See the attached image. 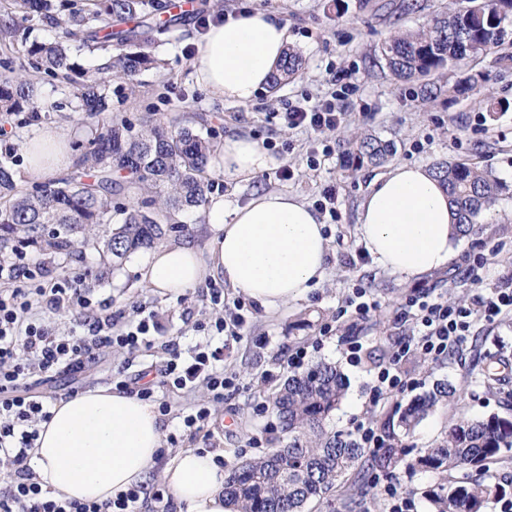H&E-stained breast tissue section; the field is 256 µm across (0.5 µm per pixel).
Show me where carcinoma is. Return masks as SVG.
Segmentation results:
<instances>
[{"label":"carcinoma","mask_w":512,"mask_h":512,"mask_svg":"<svg viewBox=\"0 0 512 512\" xmlns=\"http://www.w3.org/2000/svg\"><path fill=\"white\" fill-rule=\"evenodd\" d=\"M21 16L4 23L10 37L27 40L24 23L47 22L61 29L50 43L27 48L30 67L73 85L78 110L97 115L108 109L104 91L115 80L133 83L136 76L160 66L149 50L159 27L160 0H6ZM475 12L448 11L431 19L416 33H398L380 47L391 74L400 80L424 77L434 71L459 67L466 60L495 57L512 64L504 51L506 27L512 23V0H475ZM111 48L109 62L87 71L74 60L69 41L77 35ZM302 58L288 50L273 75L276 85L297 74ZM0 77V112H38L35 87L24 75L3 65ZM348 168L356 172L384 164L388 144L368 135L346 139ZM216 145L190 128L172 122L146 120L136 131L127 123L111 122L95 132L69 170L32 191L17 185L9 161L0 160V258L21 255L26 249L49 259L72 258L93 245L103 257L120 266L136 252L187 225L176 215L207 202L205 172ZM435 173L448 191L461 235L472 232L476 218L492 207L498 185L492 175L465 162L442 163ZM142 195L131 207H115L114 198L129 192ZM345 392L342 374L332 363L321 362L288 376L269 397L285 445L263 457L245 461L224 478V501L233 512H304L314 499L336 510L332 499L349 476L364 467L393 471L401 465L446 474L462 468L483 469L512 450V419L492 415L481 420L455 422L443 442L415 459L397 437L376 451L360 447L329 427ZM456 389L440 383L408 404L399 419L410 433L431 411L451 402ZM505 488L491 482H440L427 490L433 512H484Z\"/></svg>","instance_id":"cac0c4a2"}]
</instances>
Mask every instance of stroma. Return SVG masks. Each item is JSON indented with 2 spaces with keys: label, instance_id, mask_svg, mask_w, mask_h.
Masks as SVG:
<instances>
[{
  "label": "stroma",
  "instance_id": "1",
  "mask_svg": "<svg viewBox=\"0 0 512 512\" xmlns=\"http://www.w3.org/2000/svg\"><path fill=\"white\" fill-rule=\"evenodd\" d=\"M213 3L196 0L193 14L179 17L167 32L159 34L153 52L161 61L160 68L142 73L134 83L115 81L106 88L108 113L137 127L149 116L161 122L175 120L219 145L225 137L238 134L262 144L273 143L271 155L276 166L287 164L293 170L290 180H278L273 169H268L249 181L231 183L217 167H209L210 195L224 196L240 205L270 190L296 194L311 204L323 189L335 187L338 216L321 217L331 238L327 276L306 299L276 313L247 300L246 322L239 336L210 338L195 329L196 323L217 316L209 287L162 297L146 288L134 271L143 253L132 255L108 272L101 253L86 247L82 260L61 258L43 271L42 283L80 280L96 309L111 315L114 330H122L142 309L154 314L162 334L152 347L136 355L110 349L84 372L60 373L37 382V391L60 400L109 386L111 375L119 371L128 375L141 370L157 372L168 357L165 345L169 342L184 353L205 344L223 347L224 359L219 366L235 380L234 387L225 390L223 401H212L203 384L188 396L161 387L156 397L172 406L161 419L164 433L180 432V447L219 454L228 469L278 447V423L264 404L269 393L294 372L288 358L300 349L306 353L304 366L331 362L346 378L345 397L331 421L338 431L370 416L382 433L398 432V417L407 404L436 383L454 386V402L436 409L405 437L413 457L435 446L459 419L491 415L512 419V315L499 317L492 324L476 322L467 343L448 358L408 359L403 369L415 381L412 391L377 402L371 393L376 367L388 360L394 341L408 332L396 321L397 311L408 297L422 288H436L447 292L449 299L469 302L480 295L482 287L512 274V65L487 58L464 63L451 73L442 69L401 81L391 75L379 52L390 35L419 29L438 12L464 8L466 0H418L413 10L406 9V0H224L219 10ZM256 8L287 23L291 46L301 54L303 66L288 81L258 92L249 104L216 98L193 77L192 58L205 32L203 23L216 21L223 12L237 14ZM9 57L18 72L31 74L40 112L35 117L26 111L8 116L0 113V160L22 156V141L40 128L56 126L82 142L101 126L100 118L76 111L72 85L31 73L22 45H15ZM342 70L349 72L355 86L348 98L338 102L347 120L327 134L332 152L320 157L313 169L308 162L311 133L283 130L276 114L286 104L305 97L313 103L330 98L334 77ZM475 71L485 78L480 90L449 89V78L460 79ZM352 133L393 143L395 152L387 165L366 167L356 176H347L342 140ZM448 161L473 162L491 172L500 186L496 205L480 214L475 234L456 239V256L447 269L408 280L379 267L364 252L357 234L358 208L371 183L391 164L412 162L432 168ZM477 256L488 259L479 286L466 275L469 259ZM357 288L379 303L363 320L343 311ZM352 336L364 342L363 359L357 365L350 364L343 354L345 341ZM493 356L504 366L489 380L484 368ZM206 403L212 415L204 430L181 433L183 412L191 405ZM388 478L399 482L404 497L414 504L413 512H431L426 492L438 482V474L403 467L389 473Z\"/></svg>",
  "mask_w": 512,
  "mask_h": 512
}]
</instances>
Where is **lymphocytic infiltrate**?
<instances>
[{"label":"lymphocytic infiltrate","mask_w":512,"mask_h":512,"mask_svg":"<svg viewBox=\"0 0 512 512\" xmlns=\"http://www.w3.org/2000/svg\"><path fill=\"white\" fill-rule=\"evenodd\" d=\"M279 118L285 128H303L323 137L336 131L346 120L345 113L335 111L331 103L310 106L288 105ZM29 268L11 265L6 277L11 288L0 291V462L8 469L0 474V512H140L141 489H131L115 498L97 503H80L52 495L44 489L29 464L30 451L38 437V425L50 421V398L34 392L29 381L33 374L52 377L60 370H79L95 361L103 348H119L135 353L150 346L158 329L153 317L131 322L126 332L116 335L109 320L98 316L91 299L79 281L18 287L23 278H33ZM45 304L60 311L78 305L83 315L79 330L71 335L58 334L44 323L22 322L20 312L33 304ZM512 313V279L494 289L479 309L449 302L441 293L427 292L410 297L397 313L398 321L410 325L418 336L416 343L399 341L388 363L379 365L374 376L377 394H399L411 383L399 369L410 350L440 357L463 345L472 317L492 323L504 313ZM27 358H20V351ZM219 358L214 351H198L182 356L170 350L160 372L163 385L177 390H192L198 380H206L215 399H223L228 381L214 368Z\"/></svg>","instance_id":"obj_1"}]
</instances>
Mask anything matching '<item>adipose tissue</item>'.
<instances>
[{
	"instance_id": "adipose-tissue-1",
	"label": "adipose tissue",
	"mask_w": 512,
	"mask_h": 512,
	"mask_svg": "<svg viewBox=\"0 0 512 512\" xmlns=\"http://www.w3.org/2000/svg\"><path fill=\"white\" fill-rule=\"evenodd\" d=\"M288 26L263 11L228 17L210 27L193 58L194 77L213 95L245 105L263 90L284 60ZM27 177L45 182L72 163L69 136L50 126L24 142ZM265 150L250 137H229L217 166L226 180L248 179L267 168ZM448 193L419 163L394 165L373 184L359 208L361 242L383 269L412 279L443 269L457 236ZM207 240L158 245L138 267L156 293L180 295L222 277L269 311L304 299L325 279L329 240L316 212L297 195L268 191L240 206L225 197L206 208ZM39 424L30 465L53 495L100 502L146 483L150 471L185 512H227L224 469L212 453L177 451L164 467L155 406L109 387L57 401Z\"/></svg>"
}]
</instances>
